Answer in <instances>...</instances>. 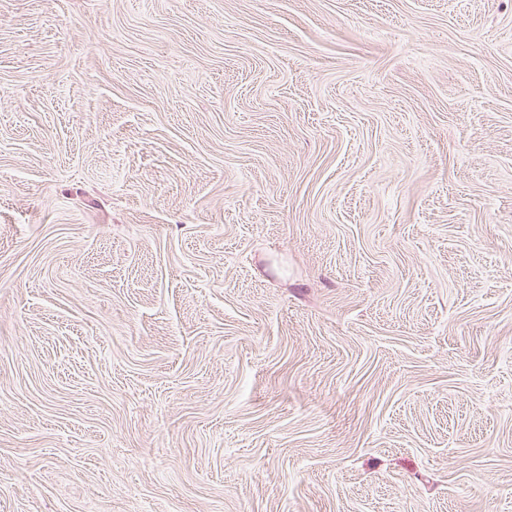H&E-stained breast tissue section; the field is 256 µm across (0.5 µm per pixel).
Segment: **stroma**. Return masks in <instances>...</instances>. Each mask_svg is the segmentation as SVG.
I'll return each instance as SVG.
<instances>
[{"mask_svg":"<svg viewBox=\"0 0 512 512\" xmlns=\"http://www.w3.org/2000/svg\"><path fill=\"white\" fill-rule=\"evenodd\" d=\"M0 512H512V0H0Z\"/></svg>","mask_w":512,"mask_h":512,"instance_id":"stroma-1","label":"stroma"}]
</instances>
